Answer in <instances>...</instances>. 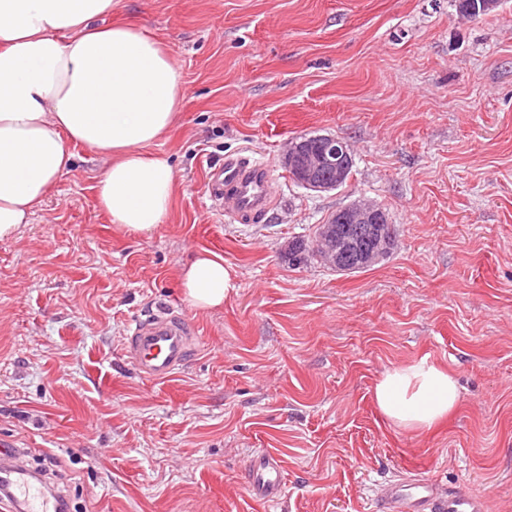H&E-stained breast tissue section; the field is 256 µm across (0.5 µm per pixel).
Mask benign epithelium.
<instances>
[{"label":"benign epithelium","instance_id":"7a95c632","mask_svg":"<svg viewBox=\"0 0 512 512\" xmlns=\"http://www.w3.org/2000/svg\"><path fill=\"white\" fill-rule=\"evenodd\" d=\"M314 149L298 137L291 139L283 154V165L300 185L317 192L336 189L344 178L346 162L352 158L350 145L335 136L317 137ZM338 225L325 226L314 240L318 258L329 266L354 262L351 253L365 263L377 261L391 244V227L372 203L357 200L337 212Z\"/></svg>","mask_w":512,"mask_h":512}]
</instances>
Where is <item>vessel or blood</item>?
Instances as JSON below:
<instances>
[{
	"label": "vessel or blood",
	"instance_id": "obj_1",
	"mask_svg": "<svg viewBox=\"0 0 512 512\" xmlns=\"http://www.w3.org/2000/svg\"><path fill=\"white\" fill-rule=\"evenodd\" d=\"M207 188L235 217L263 215L272 201L267 171L238 158L226 159L223 167L211 171ZM196 336L192 320L164 307L130 325L124 354L143 377L163 381L186 364ZM16 455V449L0 448V492L11 512H57L56 499L16 464ZM248 480L255 500L276 498L282 480L277 457L269 453L253 457ZM378 512H488V504L464 487L454 486L443 494L434 481L406 476L382 486Z\"/></svg>",
	"mask_w": 512,
	"mask_h": 512
}]
</instances>
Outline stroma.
Segmentation results:
<instances>
[{
  "label": "stroma",
  "mask_w": 512,
  "mask_h": 512,
  "mask_svg": "<svg viewBox=\"0 0 512 512\" xmlns=\"http://www.w3.org/2000/svg\"><path fill=\"white\" fill-rule=\"evenodd\" d=\"M112 19L160 40L183 81L154 144L176 172L174 208L148 233L96 202L103 160L76 148L20 238L0 241V445L30 470L57 462L69 512H377L400 476L462 486L512 512V0L480 19L451 0H115ZM333 135L348 182L294 183L285 143ZM247 157L275 204L237 221L209 173ZM385 208L397 246L341 275L283 250L356 199ZM224 259L223 306L186 301L179 269ZM160 304L196 324L169 379L123 349ZM421 359L459 380L456 412L396 429L373 388ZM278 458L284 487L251 497L248 465Z\"/></svg>",
  "instance_id": "obj_1"
}]
</instances>
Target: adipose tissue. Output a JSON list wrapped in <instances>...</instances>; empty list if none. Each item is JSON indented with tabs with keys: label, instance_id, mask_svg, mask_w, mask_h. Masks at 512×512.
Wrapping results in <instances>:
<instances>
[{
	"label": "adipose tissue",
	"instance_id": "ef3b65f1",
	"mask_svg": "<svg viewBox=\"0 0 512 512\" xmlns=\"http://www.w3.org/2000/svg\"><path fill=\"white\" fill-rule=\"evenodd\" d=\"M113 0H0V241L17 238L68 172L74 146L105 161L98 207L118 228L165 223L176 176L167 155L148 154L176 123L181 73L166 47L142 28L111 23ZM198 309L223 305L232 276L203 250L179 271ZM380 413L421 432L459 405L456 376L425 360L376 382Z\"/></svg>",
	"mask_w": 512,
	"mask_h": 512
}]
</instances>
